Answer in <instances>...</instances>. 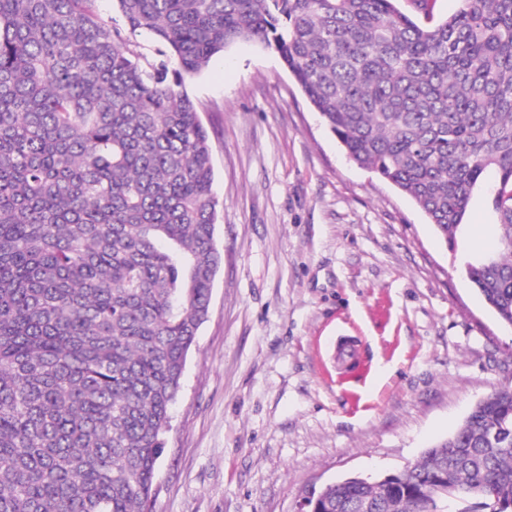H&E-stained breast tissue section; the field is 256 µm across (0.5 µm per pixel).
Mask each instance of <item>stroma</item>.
Instances as JSON below:
<instances>
[{"label": "stroma", "instance_id": "1", "mask_svg": "<svg viewBox=\"0 0 512 512\" xmlns=\"http://www.w3.org/2000/svg\"><path fill=\"white\" fill-rule=\"evenodd\" d=\"M212 147L222 264L152 512H295L347 476L398 473L512 386V328L408 196L347 160L277 53L240 42L187 77Z\"/></svg>", "mask_w": 512, "mask_h": 512}]
</instances>
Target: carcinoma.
<instances>
[{"instance_id":"obj_1","label":"carcinoma","mask_w":512,"mask_h":512,"mask_svg":"<svg viewBox=\"0 0 512 512\" xmlns=\"http://www.w3.org/2000/svg\"><path fill=\"white\" fill-rule=\"evenodd\" d=\"M0 0V512H149L221 264L185 77L275 50L346 156L450 248L474 190L498 250L469 281L512 327V0L422 26L397 0ZM162 43L149 62L125 32ZM379 495L346 479L318 512ZM379 512H512V388L387 483Z\"/></svg>"}]
</instances>
